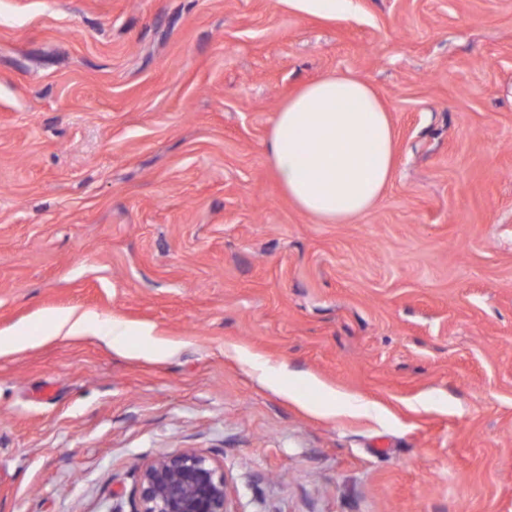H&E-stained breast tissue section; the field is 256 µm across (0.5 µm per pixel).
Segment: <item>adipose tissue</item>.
Masks as SVG:
<instances>
[{"instance_id":"1","label":"adipose tissue","mask_w":512,"mask_h":512,"mask_svg":"<svg viewBox=\"0 0 512 512\" xmlns=\"http://www.w3.org/2000/svg\"><path fill=\"white\" fill-rule=\"evenodd\" d=\"M267 154L298 210L322 224L351 223L381 200L392 180L393 126L366 81L333 72L280 106Z\"/></svg>"}]
</instances>
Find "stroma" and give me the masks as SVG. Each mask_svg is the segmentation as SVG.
Masks as SVG:
<instances>
[{
    "label": "stroma",
    "mask_w": 512,
    "mask_h": 512,
    "mask_svg": "<svg viewBox=\"0 0 512 512\" xmlns=\"http://www.w3.org/2000/svg\"><path fill=\"white\" fill-rule=\"evenodd\" d=\"M353 3L0 0V512H131L181 448L233 512H512V0ZM331 72L395 130L350 224L266 154ZM86 316L77 314L75 311H68L50 316L49 330L53 334L61 333L64 330L71 332L84 326Z\"/></svg>",
    "instance_id": "stroma-1"
}]
</instances>
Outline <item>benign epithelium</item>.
<instances>
[{"instance_id": "1", "label": "benign epithelium", "mask_w": 512, "mask_h": 512, "mask_svg": "<svg viewBox=\"0 0 512 512\" xmlns=\"http://www.w3.org/2000/svg\"><path fill=\"white\" fill-rule=\"evenodd\" d=\"M132 512H233L224 469L196 448L159 453L144 464Z\"/></svg>"}]
</instances>
